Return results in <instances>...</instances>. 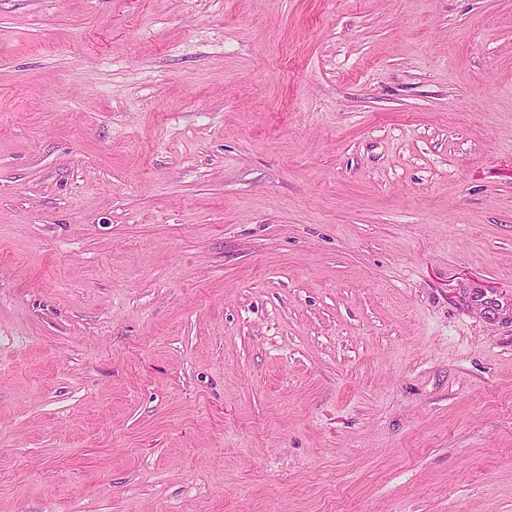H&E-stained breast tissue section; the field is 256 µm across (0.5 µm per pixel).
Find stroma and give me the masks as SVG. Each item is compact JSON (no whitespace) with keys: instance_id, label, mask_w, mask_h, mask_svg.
I'll return each instance as SVG.
<instances>
[{"instance_id":"obj_1","label":"stroma","mask_w":512,"mask_h":512,"mask_svg":"<svg viewBox=\"0 0 512 512\" xmlns=\"http://www.w3.org/2000/svg\"><path fill=\"white\" fill-rule=\"evenodd\" d=\"M0 512H512V0H0Z\"/></svg>"}]
</instances>
